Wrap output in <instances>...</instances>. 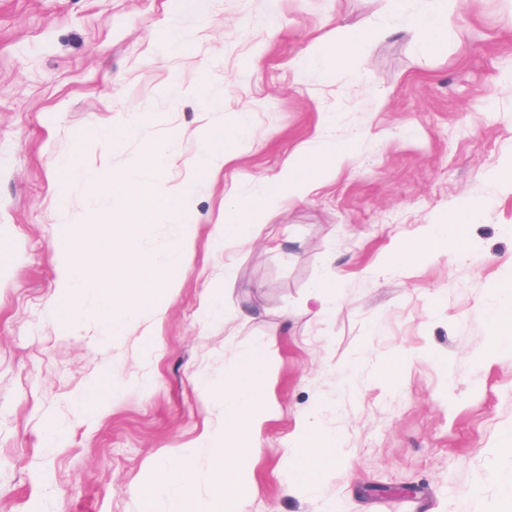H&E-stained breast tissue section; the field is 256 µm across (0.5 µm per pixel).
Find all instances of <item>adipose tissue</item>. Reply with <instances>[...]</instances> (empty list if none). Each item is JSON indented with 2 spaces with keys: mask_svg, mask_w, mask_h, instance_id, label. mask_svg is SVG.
<instances>
[{
  "mask_svg": "<svg viewBox=\"0 0 512 512\" xmlns=\"http://www.w3.org/2000/svg\"><path fill=\"white\" fill-rule=\"evenodd\" d=\"M214 0H178L177 9L165 30V43L173 50L182 49L188 38L181 25L186 16L210 18ZM460 9L459 0H389V15L397 20L402 30L417 31L425 49L433 50L448 39V31ZM386 28L378 26L348 36L337 31L328 41L312 45L305 54L306 63L325 69L348 66L358 57L363 44L385 36ZM350 145L336 141L326 133H319L310 149L297 160L289 161L276 175L268 178L260 195L233 194L224 210V223L237 236L250 238L263 226L267 217L286 200H303L311 195L316 179H327L350 157ZM476 206L462 201L448 216L447 223L432 224L407 239L395 251L390 262L401 269H411L424 260L448 254L465 255L460 239L467 234ZM341 455L336 435L320 423L318 408H311L300 418L299 431L294 442L282 453L287 473L295 475L299 485L316 490L331 470L337 467Z\"/></svg>",
  "mask_w": 512,
  "mask_h": 512,
  "instance_id": "adipose-tissue-1",
  "label": "adipose tissue"
}]
</instances>
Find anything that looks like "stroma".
<instances>
[{
	"mask_svg": "<svg viewBox=\"0 0 512 512\" xmlns=\"http://www.w3.org/2000/svg\"><path fill=\"white\" fill-rule=\"evenodd\" d=\"M461 2L440 50L396 31L363 46L356 77L298 60L335 28L386 23L385 0H217L213 18H184L178 55L163 44L176 0H0V512H141L136 489L181 447L195 448V489L208 496L199 441L224 430L217 387L239 349L270 337L271 411L240 512L512 507V349L489 354L486 314L512 280V186L497 177L512 167V0ZM216 82L224 102L210 113L201 92ZM242 112L248 139L226 137ZM326 112L349 160L254 240L216 250L228 191L261 194ZM134 120L103 153L96 128ZM203 133L227 162L197 179L193 246L160 320L108 340L92 311L69 322L54 243L68 215L101 204L78 194L57 207L71 167L117 175L167 139L174 185ZM465 198L480 206L466 257L388 266ZM326 280L343 307L321 320L307 298ZM214 295L216 326L201 320ZM402 351L412 360L393 387L373 369ZM319 403L343 461L312 494L288 482L281 450Z\"/></svg>",
	"mask_w": 512,
	"mask_h": 512,
	"instance_id": "35a3bbf8",
	"label": "stroma"
}]
</instances>
